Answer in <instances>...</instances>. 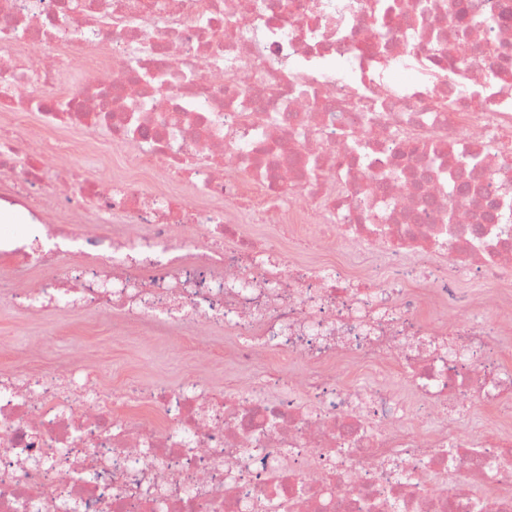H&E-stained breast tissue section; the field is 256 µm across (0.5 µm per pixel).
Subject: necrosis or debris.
Here are the masks:
<instances>
[{"mask_svg": "<svg viewBox=\"0 0 512 512\" xmlns=\"http://www.w3.org/2000/svg\"><path fill=\"white\" fill-rule=\"evenodd\" d=\"M78 43L97 49L83 64ZM62 119L106 128L111 173L88 177L98 147L53 136ZM14 208L33 233L0 236L1 264L82 255L15 281L22 312L106 309L148 336L220 326L253 371L230 392L190 376L115 396L80 364L1 368L0 512H512L511 419L407 427L512 402L492 348L512 310V0H0ZM243 222L319 231L254 240ZM337 237L424 260L380 280L304 261ZM437 252L490 291L435 273ZM423 305L468 320L427 323ZM344 363L395 366L411 393L346 384Z\"/></svg>", "mask_w": 512, "mask_h": 512, "instance_id": "necrosis-or-debris-1", "label": "necrosis or debris"}]
</instances>
